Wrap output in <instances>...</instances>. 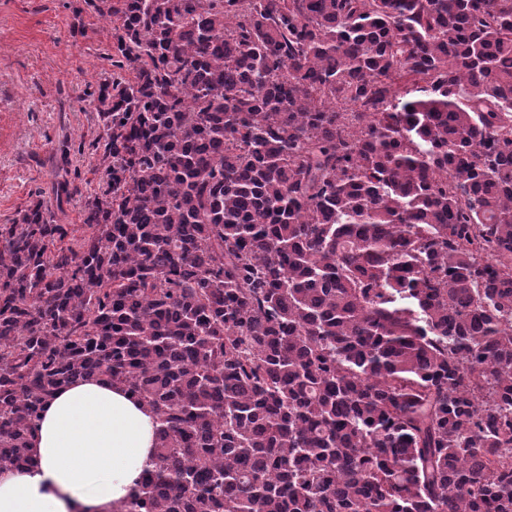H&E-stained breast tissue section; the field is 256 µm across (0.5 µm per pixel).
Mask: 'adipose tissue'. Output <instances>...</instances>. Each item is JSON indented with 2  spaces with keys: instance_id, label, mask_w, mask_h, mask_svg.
I'll return each mask as SVG.
<instances>
[{
  "instance_id": "ef3b65f1",
  "label": "adipose tissue",
  "mask_w": 512,
  "mask_h": 512,
  "mask_svg": "<svg viewBox=\"0 0 512 512\" xmlns=\"http://www.w3.org/2000/svg\"><path fill=\"white\" fill-rule=\"evenodd\" d=\"M155 439L153 413L123 387H64L42 408L31 467L0 471V512H118Z\"/></svg>"
}]
</instances>
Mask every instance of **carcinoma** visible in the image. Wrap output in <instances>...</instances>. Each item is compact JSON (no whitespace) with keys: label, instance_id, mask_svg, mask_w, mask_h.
I'll return each mask as SVG.
<instances>
[{"label":"carcinoma","instance_id":"carcinoma-1","mask_svg":"<svg viewBox=\"0 0 512 512\" xmlns=\"http://www.w3.org/2000/svg\"><path fill=\"white\" fill-rule=\"evenodd\" d=\"M100 12L85 232L0 224V469L97 379L157 424L118 512H512V0Z\"/></svg>","mask_w":512,"mask_h":512}]
</instances>
